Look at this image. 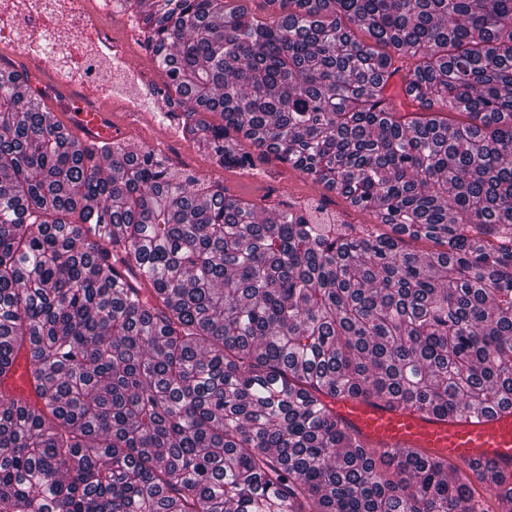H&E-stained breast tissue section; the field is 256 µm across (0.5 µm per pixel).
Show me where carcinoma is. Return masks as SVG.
I'll return each mask as SVG.
<instances>
[{"mask_svg": "<svg viewBox=\"0 0 512 512\" xmlns=\"http://www.w3.org/2000/svg\"><path fill=\"white\" fill-rule=\"evenodd\" d=\"M247 2L134 13L162 99L192 103L165 116L397 237L290 201L260 221L152 151L75 142L0 76V379L20 355L32 376L0 383V512H512L511 471L485 498L332 408L512 407V0Z\"/></svg>", "mask_w": 512, "mask_h": 512, "instance_id": "cac0c4a2", "label": "carcinoma"}]
</instances>
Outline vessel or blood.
I'll return each mask as SVG.
<instances>
[{
    "instance_id": "vessel-or-blood-1",
    "label": "vessel or blood",
    "mask_w": 512,
    "mask_h": 512,
    "mask_svg": "<svg viewBox=\"0 0 512 512\" xmlns=\"http://www.w3.org/2000/svg\"><path fill=\"white\" fill-rule=\"evenodd\" d=\"M67 108L68 126L77 140L115 137L110 113L92 110L79 98L70 100ZM333 407L351 431L379 448H422L447 456L463 469L487 461L496 469L512 471L511 409L456 420L352 396L336 399Z\"/></svg>"
}]
</instances>
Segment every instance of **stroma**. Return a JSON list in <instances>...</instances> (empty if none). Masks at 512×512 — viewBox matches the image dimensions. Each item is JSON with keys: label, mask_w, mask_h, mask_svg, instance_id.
Wrapping results in <instances>:
<instances>
[{"label": "stroma", "mask_w": 512, "mask_h": 512, "mask_svg": "<svg viewBox=\"0 0 512 512\" xmlns=\"http://www.w3.org/2000/svg\"><path fill=\"white\" fill-rule=\"evenodd\" d=\"M166 106L160 98H149L143 114H117L115 127L121 138L134 151L161 144V153L180 168L192 172L205 182L224 185L226 191L265 209H273L279 201L300 199L312 203L324 202L328 213L341 214L351 224L368 223L366 212L348 208L336 191L313 182L300 171L277 163L273 168L254 167L252 171L221 168L214 165L207 152L183 141L174 126L161 117Z\"/></svg>", "instance_id": "stroma-1"}]
</instances>
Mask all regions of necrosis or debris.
I'll list each match as a JSON object with an SVG mask.
<instances>
[{"label":"necrosis or debris","instance_id":"obj_1","mask_svg":"<svg viewBox=\"0 0 512 512\" xmlns=\"http://www.w3.org/2000/svg\"><path fill=\"white\" fill-rule=\"evenodd\" d=\"M112 17L109 0H0V48L26 62L33 75L50 74L58 92L93 83L99 91L96 109L137 113L140 101L121 97L118 74L101 62L100 49L121 62L138 40L132 17H125L121 31ZM90 29L91 45L82 40Z\"/></svg>","mask_w":512,"mask_h":512}]
</instances>
